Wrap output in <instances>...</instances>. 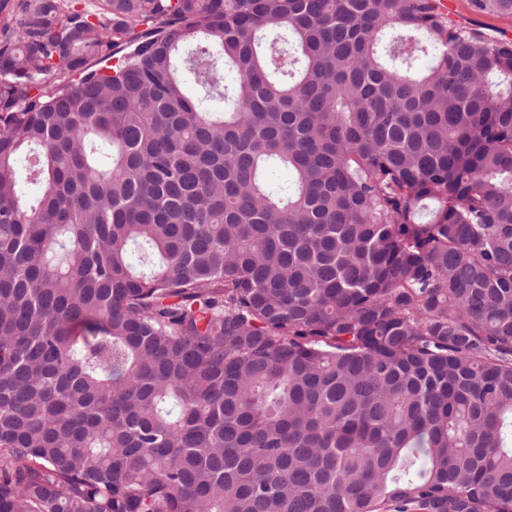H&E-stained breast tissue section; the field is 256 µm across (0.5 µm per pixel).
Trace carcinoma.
Returning <instances> with one entry per match:
<instances>
[{"label": "carcinoma", "instance_id": "cac0c4a2", "mask_svg": "<svg viewBox=\"0 0 512 512\" xmlns=\"http://www.w3.org/2000/svg\"><path fill=\"white\" fill-rule=\"evenodd\" d=\"M0 512H512V41L436 0H25Z\"/></svg>", "mask_w": 512, "mask_h": 512}]
</instances>
